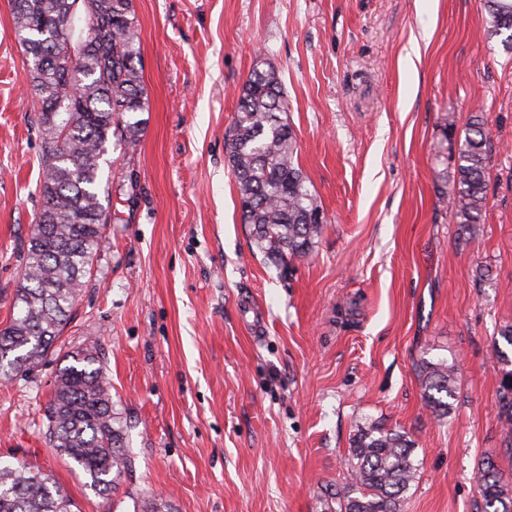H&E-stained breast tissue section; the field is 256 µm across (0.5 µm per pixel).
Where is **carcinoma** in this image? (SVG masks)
<instances>
[{
    "label": "carcinoma",
    "instance_id": "1",
    "mask_svg": "<svg viewBox=\"0 0 512 512\" xmlns=\"http://www.w3.org/2000/svg\"><path fill=\"white\" fill-rule=\"evenodd\" d=\"M11 0L14 33L28 56L42 132L41 205L24 248L17 316L0 329V377L35 369L61 338L103 241L100 201L109 148L135 149L148 111L133 0ZM484 40L512 52V0H487ZM453 161L448 203L462 235L473 236L486 206L489 137L475 113L461 132L448 120ZM251 244L276 266L310 256L327 223L298 164L276 70L253 68L242 85L226 141ZM45 407V437L98 496L109 495L133 460L112 405V384L93 347L71 355ZM424 405L439 420L456 400L455 365L421 360ZM500 420L512 431V371L499 390ZM414 441L378 423L358 426L345 462L349 481L320 496L321 512H400L417 478ZM478 512H512V486L492 460L481 463ZM49 475L0 464V512H75Z\"/></svg>",
    "mask_w": 512,
    "mask_h": 512
}]
</instances>
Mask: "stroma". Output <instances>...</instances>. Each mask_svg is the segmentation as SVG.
I'll return each instance as SVG.
<instances>
[{
  "mask_svg": "<svg viewBox=\"0 0 512 512\" xmlns=\"http://www.w3.org/2000/svg\"><path fill=\"white\" fill-rule=\"evenodd\" d=\"M485 0H133L149 110L110 151L112 214L61 339L0 379V460L51 475L81 512H320L358 425L409 433L402 512H476L493 459L512 481L497 391L512 347V53ZM283 79L298 161L327 222L288 269L252 250L226 135L258 62ZM26 55L0 0V325L40 207L41 133ZM482 113L487 207L458 235L444 124ZM95 347L133 468L111 496L45 438L72 352ZM458 366L437 420L422 359Z\"/></svg>",
  "mask_w": 512,
  "mask_h": 512,
  "instance_id": "35a3bbf8",
  "label": "stroma"
}]
</instances>
